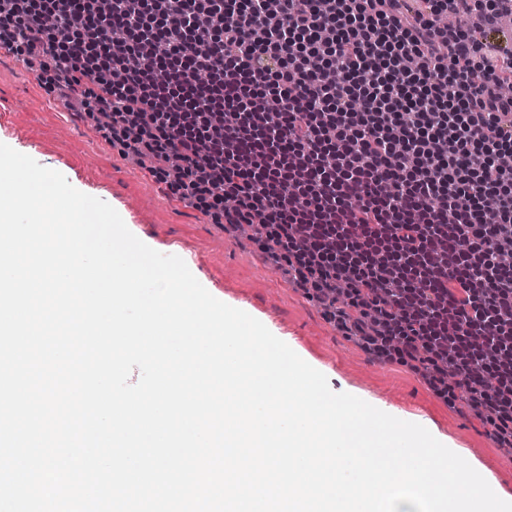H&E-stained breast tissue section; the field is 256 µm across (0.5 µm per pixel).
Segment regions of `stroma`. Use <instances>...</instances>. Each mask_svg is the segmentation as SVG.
Here are the masks:
<instances>
[{
  "instance_id": "35a3bbf8",
  "label": "stroma",
  "mask_w": 512,
  "mask_h": 512,
  "mask_svg": "<svg viewBox=\"0 0 512 512\" xmlns=\"http://www.w3.org/2000/svg\"><path fill=\"white\" fill-rule=\"evenodd\" d=\"M0 142L110 204L137 238L182 258L215 298L261 321L322 372L333 391L355 395L405 421L428 420L438 441L490 486L512 496V455L486 435L466 398L446 405L419 376L371 359L246 236L169 195L151 175L148 161L122 156L84 113L69 110L38 86L32 65L8 54H0Z\"/></svg>"
}]
</instances>
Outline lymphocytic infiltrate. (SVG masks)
Masks as SVG:
<instances>
[{
    "mask_svg": "<svg viewBox=\"0 0 512 512\" xmlns=\"http://www.w3.org/2000/svg\"><path fill=\"white\" fill-rule=\"evenodd\" d=\"M422 3L0 0V47L512 452V0Z\"/></svg>",
    "mask_w": 512,
    "mask_h": 512,
    "instance_id": "obj_1",
    "label": "lymphocytic infiltrate"
}]
</instances>
